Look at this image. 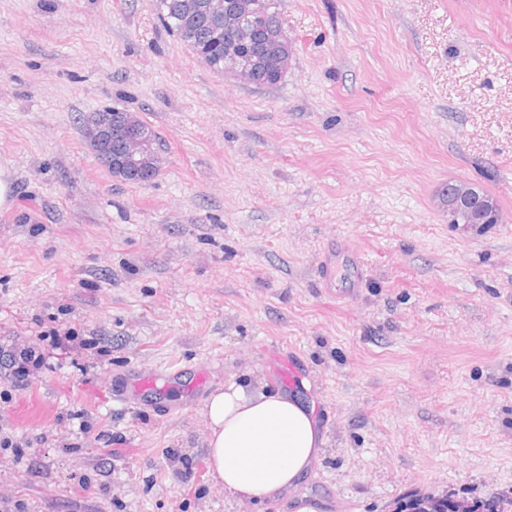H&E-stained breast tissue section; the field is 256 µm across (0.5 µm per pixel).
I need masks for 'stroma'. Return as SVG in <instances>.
<instances>
[{"instance_id":"1","label":"stroma","mask_w":512,"mask_h":512,"mask_svg":"<svg viewBox=\"0 0 512 512\" xmlns=\"http://www.w3.org/2000/svg\"><path fill=\"white\" fill-rule=\"evenodd\" d=\"M279 11L293 57L256 87L157 0H0V345L42 355L0 370V512H512V0ZM112 109L154 130L151 181L88 148L85 118ZM451 181L502 223L449 224ZM198 364L204 396L168 388L172 413L112 397L127 370ZM232 376L314 403L328 442L297 491L213 482L201 409ZM183 0H158L160 19L167 29L174 33L189 48L198 49L204 56V62L215 72L223 74L224 77L246 85L271 86L277 84L281 78L273 75L271 69L263 64L259 65L258 78L256 79V62L249 56L236 54L231 49L224 56V45L218 47L206 42L205 29L202 25L193 27L197 39L187 36L190 28V18L182 11ZM202 47L204 49L201 51Z\"/></svg>"}]
</instances>
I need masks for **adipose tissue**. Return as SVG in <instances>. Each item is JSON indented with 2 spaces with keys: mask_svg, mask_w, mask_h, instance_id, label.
I'll list each match as a JSON object with an SVG mask.
<instances>
[{
  "mask_svg": "<svg viewBox=\"0 0 512 512\" xmlns=\"http://www.w3.org/2000/svg\"><path fill=\"white\" fill-rule=\"evenodd\" d=\"M314 412L296 395L227 380L203 408L214 483L247 502L296 489L325 446Z\"/></svg>",
  "mask_w": 512,
  "mask_h": 512,
  "instance_id": "ef3b65f1",
  "label": "adipose tissue"
}]
</instances>
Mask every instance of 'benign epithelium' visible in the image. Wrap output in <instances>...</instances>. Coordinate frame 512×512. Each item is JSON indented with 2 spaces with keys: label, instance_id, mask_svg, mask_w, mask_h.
<instances>
[{
  "label": "benign epithelium",
  "instance_id": "7a95c632",
  "mask_svg": "<svg viewBox=\"0 0 512 512\" xmlns=\"http://www.w3.org/2000/svg\"><path fill=\"white\" fill-rule=\"evenodd\" d=\"M188 15H197L206 22L211 38L226 42L230 47L248 44L252 30L246 19L262 11V0H185ZM291 40L284 29L273 33L265 56L275 62L276 70H288L290 57L286 51ZM224 77L246 85H258L256 62L250 57L229 51L224 56ZM88 146L116 178L132 175L151 180L159 171V157L145 131L130 126L121 115L101 116L86 125ZM125 147L120 155L112 154V146ZM438 206L448 215V223L476 230L484 224L500 221L499 207L477 187L462 181L448 183L437 199Z\"/></svg>",
  "mask_w": 512,
  "mask_h": 512
}]
</instances>
